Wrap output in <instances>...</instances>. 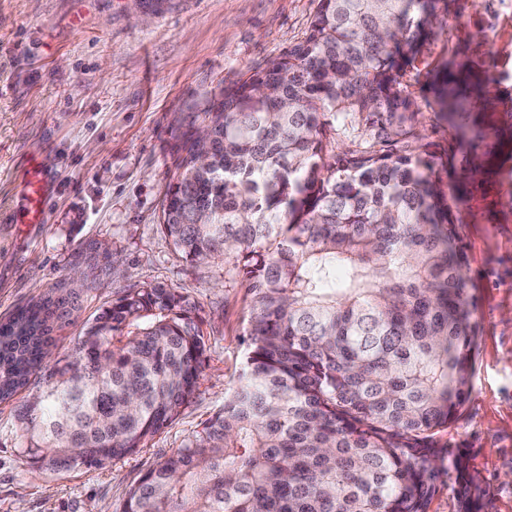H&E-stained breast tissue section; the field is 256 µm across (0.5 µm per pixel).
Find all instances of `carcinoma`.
Segmentation results:
<instances>
[{
	"instance_id": "1",
	"label": "carcinoma",
	"mask_w": 512,
	"mask_h": 512,
	"mask_svg": "<svg viewBox=\"0 0 512 512\" xmlns=\"http://www.w3.org/2000/svg\"><path fill=\"white\" fill-rule=\"evenodd\" d=\"M444 0H317L304 38L176 119L177 173L160 227L250 295L237 384L183 448L148 468L122 512H429L445 474L456 512L488 490L435 436L471 397L477 326L457 217L405 80ZM462 63L431 87L469 115ZM212 152L201 163L198 128ZM74 300L65 283L0 320V403L34 468L100 469L138 452L195 398L206 342L185 296L129 290L47 366Z\"/></svg>"
}]
</instances>
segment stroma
<instances>
[{"instance_id":"obj_1","label":"stroma","mask_w":512,"mask_h":512,"mask_svg":"<svg viewBox=\"0 0 512 512\" xmlns=\"http://www.w3.org/2000/svg\"><path fill=\"white\" fill-rule=\"evenodd\" d=\"M315 9L316 0H0V318L79 270L96 278L77 298L83 318L127 289L162 284L188 298L207 344L194 402L146 448L102 469L34 470L18 452L16 401L0 404V512H121L141 474L223 405L242 368L250 297L225 284L223 260L192 265L161 231L178 148L172 118L300 41ZM440 18L406 76L417 98L456 57L495 99L472 112L508 129L512 8L448 0ZM419 119L443 181L463 192L456 214L478 326L471 398L437 441L466 449L492 512H512V158L471 176V145L430 108ZM33 156L48 174L47 221L19 224Z\"/></svg>"}]
</instances>
